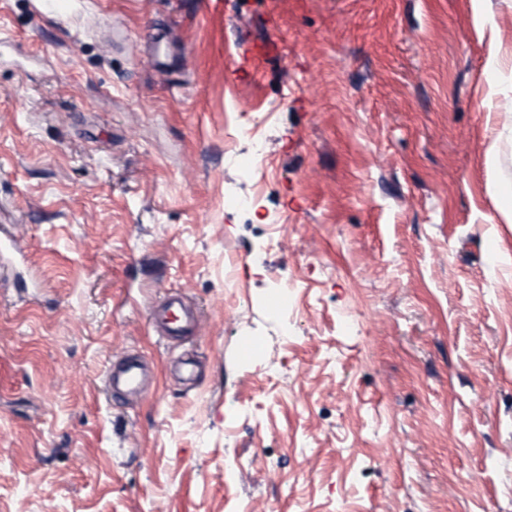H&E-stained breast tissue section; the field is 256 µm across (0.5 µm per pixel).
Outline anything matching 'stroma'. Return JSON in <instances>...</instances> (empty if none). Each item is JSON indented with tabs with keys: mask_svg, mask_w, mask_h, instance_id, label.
Instances as JSON below:
<instances>
[{
	"mask_svg": "<svg viewBox=\"0 0 512 512\" xmlns=\"http://www.w3.org/2000/svg\"><path fill=\"white\" fill-rule=\"evenodd\" d=\"M207 2L0 0V512H512V0ZM492 93L499 97L497 101L492 104L495 112H498L499 115H503L505 118L500 135L502 136L504 132L512 134V80L510 81V91L499 87L494 89ZM175 306L180 309L181 315L175 312ZM146 320L157 335L171 340L194 336L200 325L195 310L182 297L173 294L155 301L148 308ZM140 369L141 365L134 357L125 359L118 367L109 363L104 377V389L109 402L114 403L139 387Z\"/></svg>",
	"mask_w": 512,
	"mask_h": 512,
	"instance_id": "obj_1",
	"label": "stroma"
}]
</instances>
